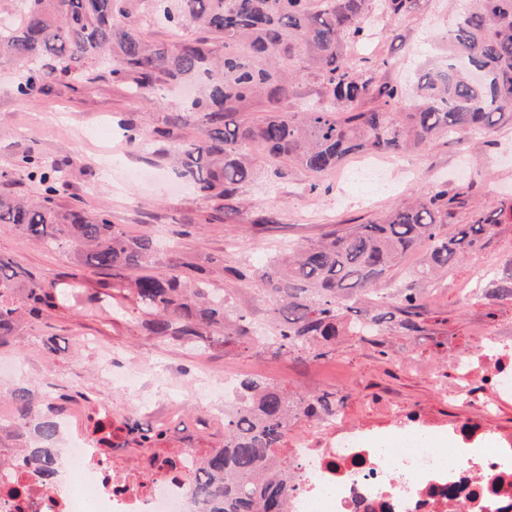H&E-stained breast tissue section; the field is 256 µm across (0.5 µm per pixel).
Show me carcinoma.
<instances>
[{
	"instance_id": "obj_1",
	"label": "carcinoma",
	"mask_w": 512,
	"mask_h": 512,
	"mask_svg": "<svg viewBox=\"0 0 512 512\" xmlns=\"http://www.w3.org/2000/svg\"><path fill=\"white\" fill-rule=\"evenodd\" d=\"M23 21L0 29V61L25 70L15 94L33 100L51 81L71 76L74 63L112 59V77L140 97L191 80L198 96L185 112L167 117L153 134L169 140L193 120L199 138L176 145L181 175L216 204L224 220L235 218L236 200L255 178L253 155L267 153L277 166L287 161L319 177L359 153L399 155L438 135L490 130L512 122V0H463L457 21L445 35L448 62L422 69L414 105L407 89L366 75L350 47L376 32L367 22L377 9L393 17L411 12L417 0H21ZM145 14L168 28L194 32L178 42L149 40L130 21ZM305 58L324 88L323 99L290 112L292 70L286 62ZM259 106L263 116L247 113ZM28 175L44 187L42 201L29 205L0 195V224L32 241L80 250L93 268L120 272L148 265L158 250L151 234L130 237L108 215L61 209L54 199L61 167L47 169L33 155L21 158ZM466 192L437 190L398 204L371 224H355L323 241L275 260L263 273V291L273 303L276 352L303 351L336 335L380 334L384 316L369 310L345 320L346 302L375 290L409 253H419L414 280L393 289L396 310L408 317L423 307L418 285L434 283L448 267L482 249L512 208L444 230L454 203ZM149 319L144 328L167 342L199 344L214 334L246 332L224 296L210 287L209 270L175 266L163 276H142L130 284ZM493 295L512 297V270L494 280ZM57 296L39 276L0 256V347L10 345L22 319H39L56 307ZM19 437L34 432L39 447L21 454L55 476L58 416L63 407L36 400L26 386L10 391ZM302 417L336 419L330 393L294 397L251 375L240 382L236 406L224 415V439L203 451L189 487L204 512H287L291 459L288 432Z\"/></svg>"
}]
</instances>
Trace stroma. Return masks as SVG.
Masks as SVG:
<instances>
[{
    "mask_svg": "<svg viewBox=\"0 0 512 512\" xmlns=\"http://www.w3.org/2000/svg\"><path fill=\"white\" fill-rule=\"evenodd\" d=\"M455 22L448 0H419L407 15L380 18L383 38L362 51L367 69L383 81L404 83L418 65L442 62L436 39ZM110 70L107 63L79 68L72 79L46 85L25 104L14 93L21 71L0 63V193L40 200L39 180L18 166L22 155L66 166L68 175L57 193L60 206L103 209L128 236L155 235L161 248L149 274H166L177 263L209 268L212 288L223 294L233 314L245 316L249 332L215 335L200 348L159 341L142 329L144 314L137 304L108 288L111 272L85 266L72 248H45L0 224V256L36 272L60 294L57 308L22 323L14 343L0 348V358L21 360L30 379L41 380L45 370H52L44 391L60 395L84 387L113 412L136 418L141 428H164L170 446L192 440L206 449L223 439L224 429L197 431L194 421L202 406L187 394L182 397L185 420L167 424L160 406L142 410L135 394L117 387V378L136 368L148 384H155L160 372L179 386L200 367L216 377L259 374L295 396L334 394L337 426L366 436L394 435L417 414L436 440L474 420L483 423L490 438L512 435V397L495 396L476 380L478 397L493 409L486 415L479 405L462 404L448 394L457 383V362L475 355L483 337H512V299L494 297L487 287L494 273L512 268V223L500 225L480 252L424 287L425 306L414 318V329L402 328L400 314L389 304L382 309L381 335L339 333L321 345L318 358L278 355L262 344L274 325L270 303L260 291L261 275L279 248L307 246L343 225L369 223L432 190L453 193L472 182L465 205L455 210L456 224L512 205V123L439 137L390 158L388 175L396 187L387 191L355 178L365 161L361 155L316 180L292 165L285 166L283 177H274L269 158L255 154L256 177L242 188L238 218L228 224L214 203L179 175L169 142L134 144L122 130L129 121L148 130L161 126L167 114L181 111L182 97L163 90L159 104L150 105L116 82ZM314 182L319 185L315 191L310 188ZM260 214L266 223H257ZM239 262L249 265V278L229 273V266ZM33 336L55 337V354L30 346ZM86 336L93 345H83Z\"/></svg>",
    "mask_w": 512,
    "mask_h": 512,
    "instance_id": "35a3bbf8",
    "label": "stroma"
}]
</instances>
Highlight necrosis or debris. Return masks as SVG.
Masks as SVG:
<instances>
[{
    "instance_id": "obj_1",
    "label": "necrosis or debris",
    "mask_w": 512,
    "mask_h": 512,
    "mask_svg": "<svg viewBox=\"0 0 512 512\" xmlns=\"http://www.w3.org/2000/svg\"><path fill=\"white\" fill-rule=\"evenodd\" d=\"M481 434L462 424L445 448L421 432L393 442L334 429L326 442H297L288 512H512V439L479 448ZM58 441L50 484L15 449L0 448V512H194L197 449L141 447L80 390L64 402ZM136 454L141 462L130 466Z\"/></svg>"
}]
</instances>
